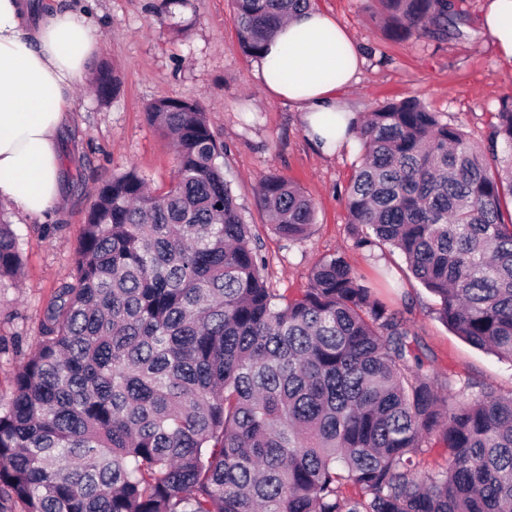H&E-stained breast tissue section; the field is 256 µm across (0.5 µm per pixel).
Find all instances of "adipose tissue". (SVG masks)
I'll return each mask as SVG.
<instances>
[{
    "label": "adipose tissue",
    "mask_w": 512,
    "mask_h": 512,
    "mask_svg": "<svg viewBox=\"0 0 512 512\" xmlns=\"http://www.w3.org/2000/svg\"><path fill=\"white\" fill-rule=\"evenodd\" d=\"M485 21L512 60V0H489ZM98 49L86 14L37 16L30 0H0V201L35 216L59 200V134L74 110L72 86ZM361 64L347 32L311 8L269 38L257 72L271 95L305 113L307 135L330 152L344 141L322 119L341 111L339 92L358 81Z\"/></svg>",
    "instance_id": "obj_1"
}]
</instances>
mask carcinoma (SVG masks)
<instances>
[{"instance_id": "1", "label": "carcinoma", "mask_w": 512, "mask_h": 512, "mask_svg": "<svg viewBox=\"0 0 512 512\" xmlns=\"http://www.w3.org/2000/svg\"><path fill=\"white\" fill-rule=\"evenodd\" d=\"M231 2L256 57L311 0ZM374 2L393 38L463 35L455 0ZM95 84L118 89L105 63ZM146 112L176 145L173 182L153 194L130 167L99 187L72 280L0 397V512H512V397L448 406L403 316L342 255L302 296L276 293L207 112ZM350 130L357 244L399 250L449 328L512 361V96L484 144L417 99ZM257 203L281 238L309 236L296 184L267 175ZM22 269L0 222V279ZM434 442L447 467L422 474Z\"/></svg>"}]
</instances>
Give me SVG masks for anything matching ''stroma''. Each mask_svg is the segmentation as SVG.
I'll return each mask as SVG.
<instances>
[{
  "instance_id": "obj_1",
  "label": "stroma",
  "mask_w": 512,
  "mask_h": 512,
  "mask_svg": "<svg viewBox=\"0 0 512 512\" xmlns=\"http://www.w3.org/2000/svg\"><path fill=\"white\" fill-rule=\"evenodd\" d=\"M40 9L90 16L100 51L88 67L105 63L118 92L100 99L89 81L75 85L78 105L61 131L60 202L39 217L0 202L23 258L19 281H0V396L38 346L37 322L59 286L70 280L83 226L102 182L136 167L150 188L165 191L176 170L175 150L151 125L147 106L159 98L190 99L207 112L224 145L220 163L244 223L266 260L271 287L292 296L310 286L314 264L343 255L378 298L402 313L412 347L438 381H451L449 405L491 389L512 395V364L473 347L442 323L437 298L388 247L358 248L345 206V189L361 161L358 142L322 152L307 136L301 112L274 99L256 76L255 59L239 43L230 0H178L158 14L160 0H36ZM349 34L364 63L357 83L340 94L356 117L387 102L419 98L448 123L483 140L501 98L512 96V61L500 55L484 25L487 0H461L463 34L445 41L388 38L370 0H313ZM282 175L313 201L309 238L289 242L270 228L255 196L260 181Z\"/></svg>"
}]
</instances>
